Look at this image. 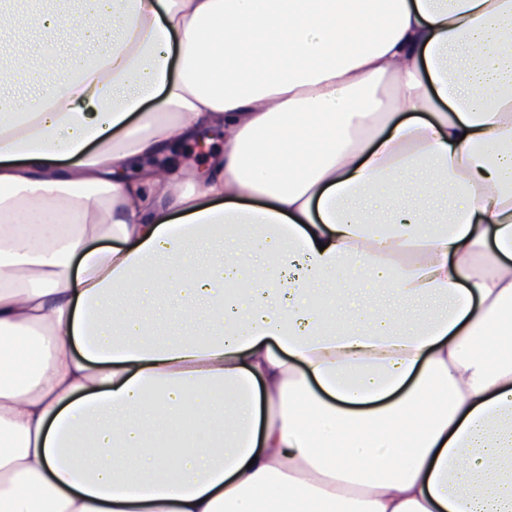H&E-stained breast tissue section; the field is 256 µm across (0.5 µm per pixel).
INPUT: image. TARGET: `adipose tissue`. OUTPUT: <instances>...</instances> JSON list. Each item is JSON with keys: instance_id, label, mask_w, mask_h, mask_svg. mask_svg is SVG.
Listing matches in <instances>:
<instances>
[{"instance_id": "1", "label": "adipose tissue", "mask_w": 512, "mask_h": 512, "mask_svg": "<svg viewBox=\"0 0 512 512\" xmlns=\"http://www.w3.org/2000/svg\"><path fill=\"white\" fill-rule=\"evenodd\" d=\"M33 2L0 512H512V0ZM54 48L63 53L76 54L87 51H99L103 45L83 41L72 30L64 29L53 41Z\"/></svg>"}]
</instances>
